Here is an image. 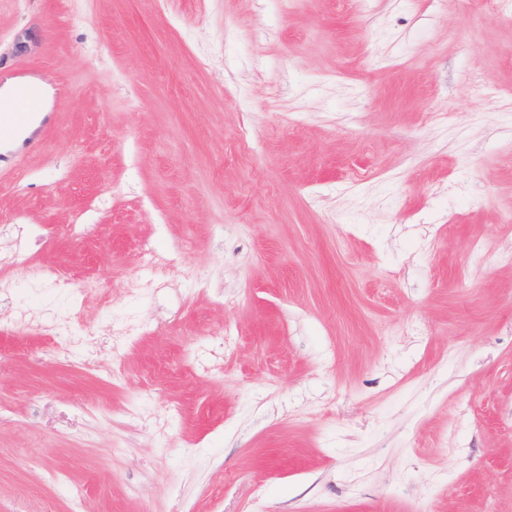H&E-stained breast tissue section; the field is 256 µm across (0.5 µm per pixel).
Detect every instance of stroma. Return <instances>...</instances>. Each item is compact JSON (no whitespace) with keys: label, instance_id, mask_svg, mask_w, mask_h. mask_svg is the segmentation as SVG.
Segmentation results:
<instances>
[{"label":"stroma","instance_id":"obj_1","mask_svg":"<svg viewBox=\"0 0 512 512\" xmlns=\"http://www.w3.org/2000/svg\"><path fill=\"white\" fill-rule=\"evenodd\" d=\"M19 77L0 512H512V8L0 0Z\"/></svg>","mask_w":512,"mask_h":512}]
</instances>
